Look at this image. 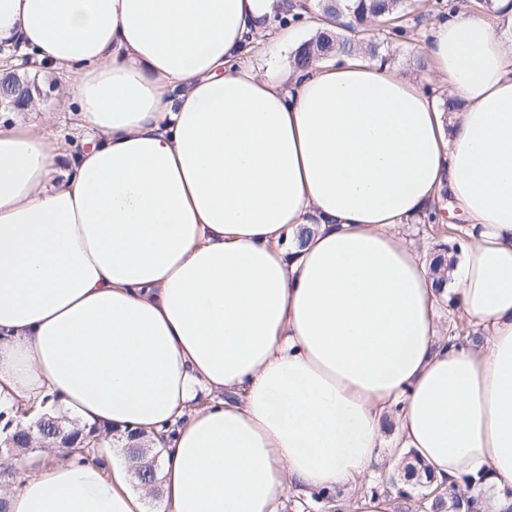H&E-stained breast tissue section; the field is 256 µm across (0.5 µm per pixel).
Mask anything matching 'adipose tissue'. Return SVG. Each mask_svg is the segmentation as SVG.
I'll use <instances>...</instances> for the list:
<instances>
[{"instance_id": "obj_1", "label": "adipose tissue", "mask_w": 512, "mask_h": 512, "mask_svg": "<svg viewBox=\"0 0 512 512\" xmlns=\"http://www.w3.org/2000/svg\"><path fill=\"white\" fill-rule=\"evenodd\" d=\"M277 7L0 0V44L77 75L86 131L71 154L49 113L0 126V408L177 425L154 512L348 492L389 415L437 480L512 512V48L459 9L426 79L248 59ZM443 189L469 226L439 289L400 228ZM441 302L482 342L442 337ZM7 466L8 512H144L120 462Z\"/></svg>"}]
</instances>
